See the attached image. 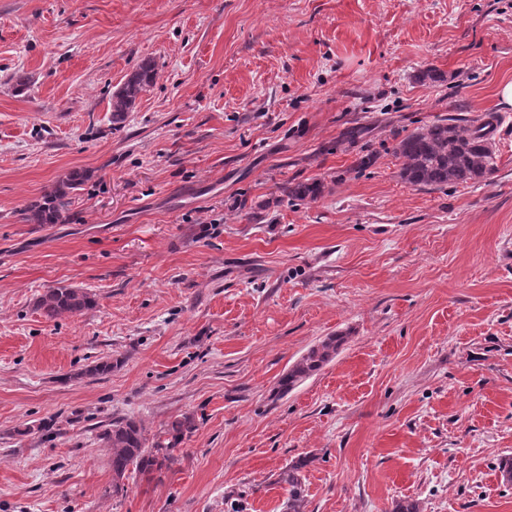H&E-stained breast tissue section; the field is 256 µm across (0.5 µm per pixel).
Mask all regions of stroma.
Wrapping results in <instances>:
<instances>
[{
  "mask_svg": "<svg viewBox=\"0 0 512 512\" xmlns=\"http://www.w3.org/2000/svg\"><path fill=\"white\" fill-rule=\"evenodd\" d=\"M509 82L512 0H0V512H284L305 455L307 512H512ZM488 115V179H401L406 135ZM78 168L65 221L29 223ZM63 287L96 307L46 320ZM184 413L173 471L113 497L101 426ZM158 77V68L154 60L144 59L138 68L125 77L121 86L112 93L110 112L112 123L124 121L127 112H131L141 95L154 85ZM345 342L344 336H329L310 347L278 381V392L288 393L331 361ZM313 461L311 457L299 458L288 465L280 474L277 482L283 485L287 493L284 505L285 512H305V476L303 469Z\"/></svg>",
  "mask_w": 512,
  "mask_h": 512,
  "instance_id": "obj_1",
  "label": "stroma"
}]
</instances>
